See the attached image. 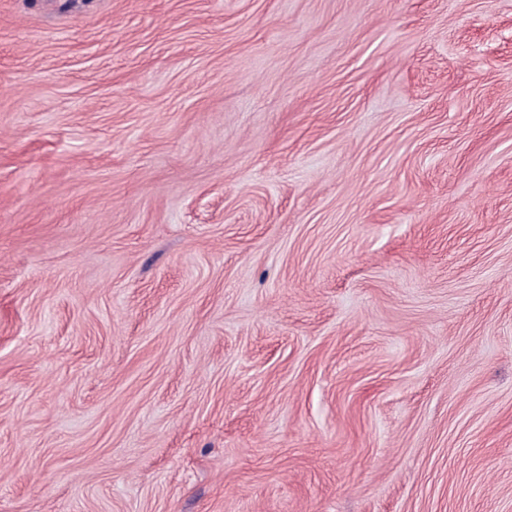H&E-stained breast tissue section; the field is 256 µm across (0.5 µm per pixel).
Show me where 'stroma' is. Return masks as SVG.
<instances>
[{
  "instance_id": "35a3bbf8",
  "label": "stroma",
  "mask_w": 512,
  "mask_h": 512,
  "mask_svg": "<svg viewBox=\"0 0 512 512\" xmlns=\"http://www.w3.org/2000/svg\"><path fill=\"white\" fill-rule=\"evenodd\" d=\"M0 512H512V0H0Z\"/></svg>"
}]
</instances>
